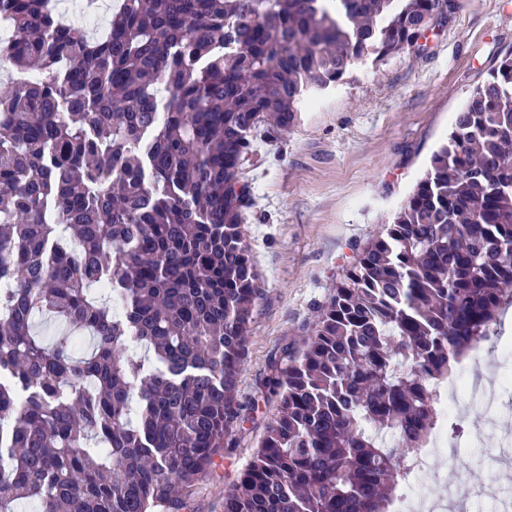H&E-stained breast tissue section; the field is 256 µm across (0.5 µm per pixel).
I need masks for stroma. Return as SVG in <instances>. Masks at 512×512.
Instances as JSON below:
<instances>
[{
    "instance_id": "obj_1",
    "label": "stroma",
    "mask_w": 512,
    "mask_h": 512,
    "mask_svg": "<svg viewBox=\"0 0 512 512\" xmlns=\"http://www.w3.org/2000/svg\"><path fill=\"white\" fill-rule=\"evenodd\" d=\"M424 50L377 65L355 62L346 78L303 112L290 131L256 141L242 165L255 202L243 234L264 281L245 343L236 401L235 443L190 490L189 512H224V488L248 463L275 414L264 396L271 364L300 348L331 286L356 249L377 235L422 176L448 135L468 93L512 52V0H455L444 27L429 31ZM512 375V308L460 380ZM448 435L459 464L433 461L416 489L437 498L451 484L477 494L455 512H498L512 498V467L492 462L496 440L478 447L463 432L484 423L486 407L457 391L447 400Z\"/></svg>"
}]
</instances>
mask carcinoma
<instances>
[{
  "label": "carcinoma",
  "instance_id": "carcinoma-1",
  "mask_svg": "<svg viewBox=\"0 0 512 512\" xmlns=\"http://www.w3.org/2000/svg\"><path fill=\"white\" fill-rule=\"evenodd\" d=\"M442 3L336 0L341 24L321 0H116L88 40L49 0H0L28 76L0 90V512L188 509L233 444L263 295L244 156ZM511 304L512 53L274 366L224 512H393Z\"/></svg>",
  "mask_w": 512,
  "mask_h": 512
}]
</instances>
